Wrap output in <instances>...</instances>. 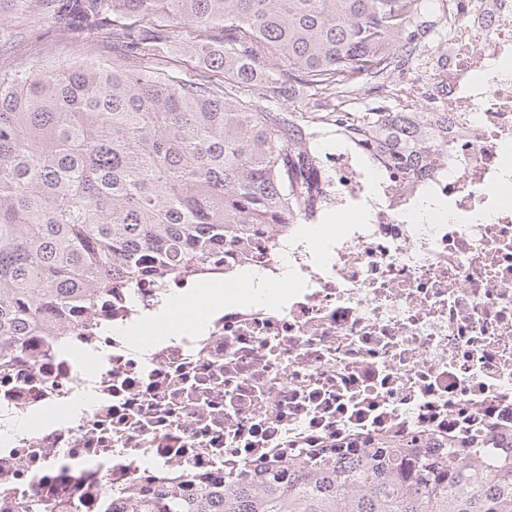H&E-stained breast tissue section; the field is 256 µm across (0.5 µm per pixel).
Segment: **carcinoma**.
<instances>
[{
	"mask_svg": "<svg viewBox=\"0 0 512 512\" xmlns=\"http://www.w3.org/2000/svg\"><path fill=\"white\" fill-rule=\"evenodd\" d=\"M16 2L112 57L0 68V364L115 283L245 257L322 208L328 126L404 175L448 149L446 112L356 111L417 60L430 0ZM434 445L329 448L124 512H512V447Z\"/></svg>",
	"mask_w": 512,
	"mask_h": 512,
	"instance_id": "cac0c4a2",
	"label": "carcinoma"
}]
</instances>
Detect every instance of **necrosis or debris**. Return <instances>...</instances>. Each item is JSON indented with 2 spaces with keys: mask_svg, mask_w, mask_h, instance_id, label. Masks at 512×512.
Returning a JSON list of instances; mask_svg holds the SVG:
<instances>
[{
  "mask_svg": "<svg viewBox=\"0 0 512 512\" xmlns=\"http://www.w3.org/2000/svg\"><path fill=\"white\" fill-rule=\"evenodd\" d=\"M448 65L409 112H452L416 178L326 151L327 205L202 277L143 278L73 310L68 346L28 337L0 368V512H122L317 448L512 430V0H456ZM443 207L415 218L422 199ZM317 233L312 250L302 230ZM259 275L267 296L244 285ZM224 289L214 306L208 290ZM91 403L74 404L82 396Z\"/></svg>",
  "mask_w": 512,
  "mask_h": 512,
  "instance_id": "obj_1",
  "label": "necrosis or debris"
}]
</instances>
